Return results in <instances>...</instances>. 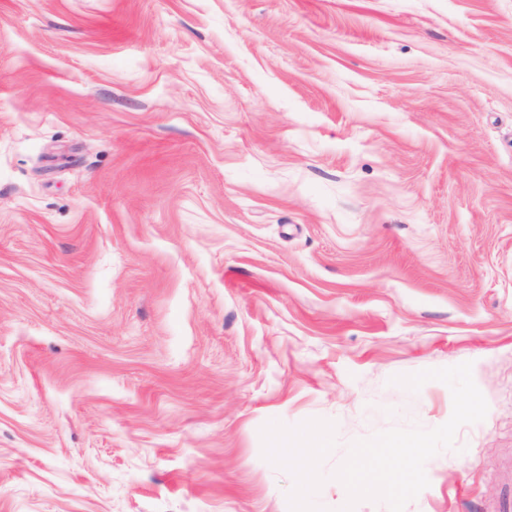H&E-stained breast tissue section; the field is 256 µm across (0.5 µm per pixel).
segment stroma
I'll list each match as a JSON object with an SVG mask.
<instances>
[{
	"mask_svg": "<svg viewBox=\"0 0 512 512\" xmlns=\"http://www.w3.org/2000/svg\"><path fill=\"white\" fill-rule=\"evenodd\" d=\"M0 512H512V0H0Z\"/></svg>",
	"mask_w": 512,
	"mask_h": 512,
	"instance_id": "stroma-1",
	"label": "stroma"
}]
</instances>
